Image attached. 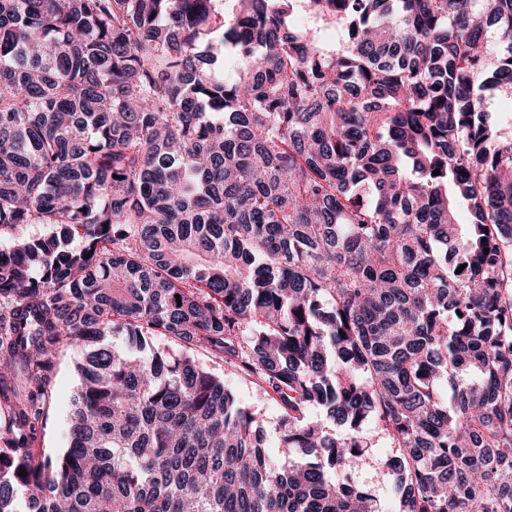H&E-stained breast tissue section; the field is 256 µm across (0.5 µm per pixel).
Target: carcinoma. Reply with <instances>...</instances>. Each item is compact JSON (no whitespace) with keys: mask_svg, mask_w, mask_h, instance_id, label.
<instances>
[{"mask_svg":"<svg viewBox=\"0 0 512 512\" xmlns=\"http://www.w3.org/2000/svg\"><path fill=\"white\" fill-rule=\"evenodd\" d=\"M218 2L0 0V512H380L368 422L397 512H512V0ZM510 106L512 107V102L499 95L491 97L488 100L491 119L505 136H512V123L511 128L508 127V122L510 118H512V112H507ZM83 357L80 348L64 347L58 354L55 391L48 407L41 446L55 455L67 446V431L71 399L77 385L75 364ZM197 361L215 375L224 378L226 385L231 387L238 400L245 406L260 412L264 422L267 449L275 460H282L288 456V448H279L281 432L279 429L280 410L273 404L263 389L255 382L240 378L224 365V362L211 358L204 351L198 350L194 354ZM372 429L373 448H364L355 468L352 479L355 484L369 490L380 502L383 512H395L399 504L392 491L393 477L386 465L388 459L398 454L389 439Z\"/></svg>","mask_w":512,"mask_h":512,"instance_id":"1","label":"carcinoma"}]
</instances>
